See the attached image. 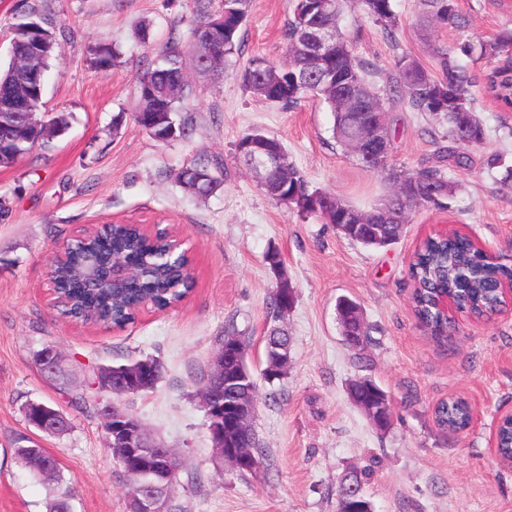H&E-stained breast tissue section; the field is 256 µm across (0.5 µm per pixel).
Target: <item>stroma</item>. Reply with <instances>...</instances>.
<instances>
[{"mask_svg":"<svg viewBox=\"0 0 512 512\" xmlns=\"http://www.w3.org/2000/svg\"><path fill=\"white\" fill-rule=\"evenodd\" d=\"M398 45L344 0L340 26L355 55L374 63L377 80L393 71L404 49L430 73L445 49L475 82L476 112L485 138L469 167L453 168L458 190L444 210L414 209L402 236L365 248L334 225L270 199L240 160L236 144L259 128L282 140L312 186L360 207L385 193L380 178L353 161L333 137V115L316 97L294 109L247 91L235 70L217 83L189 76L183 112L190 139L154 140L132 118L135 73L154 63L169 38L188 39L196 0H53L49 20L58 48L45 73L41 116L65 113L67 130L49 146L35 145L0 168V512H47L48 487L24 466L17 446L34 440L59 462L72 512H126L127 487L106 446L96 397L84 378L96 366L154 358L162 377L147 394L120 398L145 427L181 455L173 487L177 512H336L340 479L370 468L364 493L374 512H512V464L496 448L500 420L512 415V315L477 321L455 314L447 341L417 320L409 265L429 235L458 231L499 262L512 265V186L489 156L512 165V112L484 95L490 59L464 55V45L491 41L512 28V0H455L461 26L417 25L415 0H392ZM289 0H251L240 30L239 67L260 56L286 60ZM116 51L113 66L92 63L96 48ZM392 159L407 168L431 157L429 119L393 108ZM222 173V191L200 201L176 174L192 161ZM102 224L168 229L192 258L191 294L176 306L140 309L122 329L60 317L50 264L59 245ZM279 251L295 296L274 318L278 280L266 260ZM360 303L370 327L362 357L345 343L336 300ZM284 328L291 342L285 377L260 375L267 329ZM248 348L258 376L252 422L264 450L255 474L220 460L197 396L225 333ZM54 346L68 384L40 370L36 353ZM372 379L390 399L391 424L376 430L348 396L359 378ZM466 398L477 412L460 434L440 429L436 404ZM31 401L51 405L71 422L47 436L26 423Z\"/></svg>","mask_w":512,"mask_h":512,"instance_id":"obj_1","label":"stroma"}]
</instances>
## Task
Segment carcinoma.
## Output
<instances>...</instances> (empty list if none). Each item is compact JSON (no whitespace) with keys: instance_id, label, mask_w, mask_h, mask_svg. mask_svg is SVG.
<instances>
[{"instance_id":"carcinoma-1","label":"carcinoma","mask_w":512,"mask_h":512,"mask_svg":"<svg viewBox=\"0 0 512 512\" xmlns=\"http://www.w3.org/2000/svg\"><path fill=\"white\" fill-rule=\"evenodd\" d=\"M311 0H292V11L288 18L286 38L287 55L291 63L276 65L263 58H253L241 72L243 86L253 95L284 107H295L308 96L328 98L323 91V77L326 72L333 74L331 85L337 94H342L349 85L362 84L366 88V105L372 106L379 97L391 103H401L415 112L427 114L435 128L442 130L436 140L437 149L433 157L416 169H407L387 160L381 164L366 159L354 158L357 165L376 173L386 188L380 202L369 209H360L352 204L350 211L358 214L366 223L363 232L372 230L371 223L381 215L378 232L396 241L405 225L401 218L419 207L448 208L446 198L432 194L431 187L438 181L446 180L453 196L457 184L448 179L450 167L462 168L469 160V150L484 140V128L475 115V100L468 93L472 76L468 69L447 53L439 58L440 74L435 76L406 52L395 56V77L379 87L373 81L376 74L372 62L353 54L348 36L337 29L336 42L322 58L310 57L296 51L295 44L302 40L306 26L317 24L319 15L309 10ZM363 11L377 23L382 33L400 49L397 36L396 17L392 0H360ZM250 0H220L218 9H200V20L190 32L188 48L171 41L163 54V63L148 66L135 75L138 88V108L134 122L159 142L186 139L190 127L175 116L182 111L187 96H170V89L177 85L188 86L186 59H191L202 76L209 79L223 77L240 51L237 38L239 29L248 12ZM418 25L426 29L435 23L451 21L461 24L454 0H417ZM49 0H29L15 13L10 27L11 43L25 38L32 27L48 33L45 27ZM224 18V29L202 28L203 23ZM210 37L218 48L219 57L215 62L203 63L196 54L197 43ZM506 56L505 62L493 67L485 74L483 92L503 107L512 109V29L502 30L491 42L479 45V56ZM43 60L28 64L29 72L20 78L13 68L0 75V85L13 89L20 102L22 112H37L42 104ZM334 112L333 131L336 142L346 148L350 141L362 136L367 114L359 112ZM14 124L16 131L6 136L0 134V152L19 158L31 151L39 132L15 119L0 109V124ZM236 151L244 159L251 154L272 153L278 157L275 167L265 174L270 186L267 196L277 200L281 196L295 206L313 205L321 192L314 188L305 175L289 159L283 143L260 129L246 133L237 143ZM183 191L200 200H206L221 190L222 176L204 162L193 161L183 168L177 178ZM116 254L141 270V275L120 285H112L106 276H101L99 287L88 288L80 278L81 268L88 256L94 255L99 266L105 267L110 255ZM188 259L171 254L168 243L160 235L147 237L132 224H114L102 235L74 243L65 264L52 270L54 279L66 303L60 308V315L81 321H94L116 327L126 326L134 321L136 307L148 302L159 310L167 309L181 302L193 287L191 279L182 274V267ZM414 283L412 302L416 316L431 329L434 337L441 341L448 338L452 320L439 308V300L445 296L455 299L457 310L477 318L493 315L499 311L505 300L500 283L512 279V267L494 263L478 251L473 241L457 232L448 236L426 239L410 268ZM344 328L356 332V337L347 341L348 346L360 352L368 342L369 331L364 321L357 320L348 312L341 321ZM125 365H107L105 370L92 373L87 379V389L98 396L110 395L111 374L121 371ZM379 386L372 380L354 381L348 389L350 399L364 402L372 400ZM435 422L443 430L459 433L470 423V410L466 399L450 398L440 402L434 410ZM498 453L505 460L512 459V419H505L497 430ZM27 465L42 477L51 490L49 512H64L69 506L68 495L63 489L61 470L50 475L41 472V464L27 462ZM363 490V475L350 473L342 479L339 498L345 499L352 489Z\"/></svg>"}]
</instances>
